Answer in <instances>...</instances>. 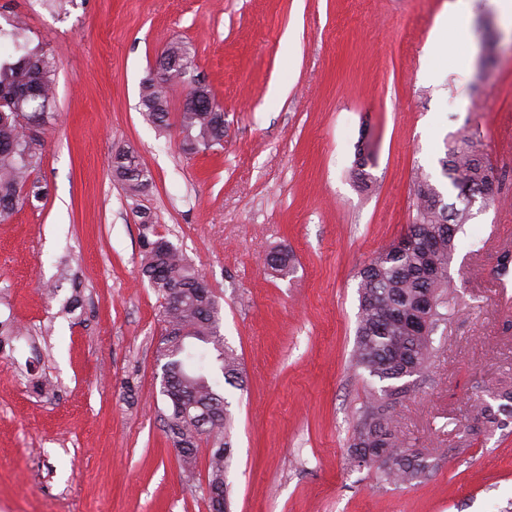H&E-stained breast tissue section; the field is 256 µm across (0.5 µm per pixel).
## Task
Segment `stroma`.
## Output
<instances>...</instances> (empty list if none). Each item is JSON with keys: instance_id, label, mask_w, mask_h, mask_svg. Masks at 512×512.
I'll use <instances>...</instances> for the list:
<instances>
[{"instance_id": "1", "label": "stroma", "mask_w": 512, "mask_h": 512, "mask_svg": "<svg viewBox=\"0 0 512 512\" xmlns=\"http://www.w3.org/2000/svg\"><path fill=\"white\" fill-rule=\"evenodd\" d=\"M0 0L55 57V118L32 199L0 220V512H209L208 455L186 482L164 431L162 324L139 269L140 215L203 272L240 357L229 512H512V424L479 433L512 385V28L474 0ZM442 38L446 54L428 45ZM224 112V142L194 155L139 106L168 42ZM476 134L499 181L474 204L448 269L456 301L427 368L392 406L396 432L437 467L379 482L349 446L377 378L351 365L359 272L403 235L414 179L446 190V144ZM369 137L371 189L352 170ZM133 145L152 182L129 198L112 155ZM287 249L288 278L267 265Z\"/></svg>"}]
</instances>
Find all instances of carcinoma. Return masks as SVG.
<instances>
[{
  "label": "carcinoma",
  "instance_id": "1",
  "mask_svg": "<svg viewBox=\"0 0 512 512\" xmlns=\"http://www.w3.org/2000/svg\"><path fill=\"white\" fill-rule=\"evenodd\" d=\"M4 58L0 59V218H6L29 198H39L36 184L29 183L41 159V141L32 135L54 119L56 61L40 46H30L24 25L15 20L12 29L0 28ZM164 59H179V66H195L194 57L177 43L162 53ZM177 69L145 78L140 85V106L159 126L167 125L168 83ZM177 125L187 154L206 151L224 142V112L213 99L188 93ZM448 180V194L442 193L423 175L414 183L416 214L406 234L414 236L411 246L399 250L391 243L381 248L360 272L357 339L352 361L358 368L385 383L370 393L360 411L351 446L352 460L360 465H377L378 478L395 485H412L427 478L436 463L405 446L395 433L390 414L393 398L400 395L396 382L424 370L433 357V336L448 320V265L455 239L470 215L467 192L495 178V172L464 134L447 146L440 160ZM112 170L130 195L148 187L150 172L136 150L128 146L116 151ZM139 267L160 301L162 337L156 360L162 364L170 392L183 403L195 402L210 408L214 418L208 429L199 430L192 417L182 415L170 398H165L169 423L165 432L178 449L183 473L194 480V466L202 446L208 452V496L212 512H223L224 475L231 461L230 430L233 416L229 403L209 377L213 361L220 362L224 382H243L239 358L224 345L221 334V306L205 285L201 270L168 239L158 235L147 215L140 222ZM267 264L286 277L292 271L285 251H272ZM431 301L423 310L421 304ZM498 406L485 404L481 431L492 435L512 419V389L498 391Z\"/></svg>",
  "mask_w": 512,
  "mask_h": 512
}]
</instances>
